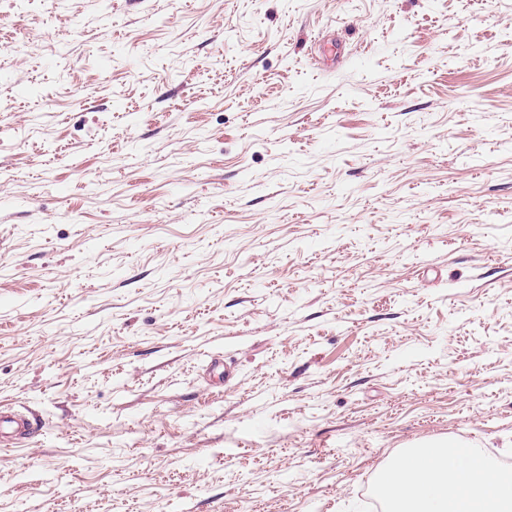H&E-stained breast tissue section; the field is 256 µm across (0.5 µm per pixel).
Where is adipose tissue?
<instances>
[{
  "mask_svg": "<svg viewBox=\"0 0 512 512\" xmlns=\"http://www.w3.org/2000/svg\"><path fill=\"white\" fill-rule=\"evenodd\" d=\"M387 512H512V477L481 449L427 442L397 457L377 478Z\"/></svg>",
  "mask_w": 512,
  "mask_h": 512,
  "instance_id": "1",
  "label": "adipose tissue"
}]
</instances>
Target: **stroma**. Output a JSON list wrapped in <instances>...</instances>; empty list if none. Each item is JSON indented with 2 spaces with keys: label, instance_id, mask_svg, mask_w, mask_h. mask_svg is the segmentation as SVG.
<instances>
[{
  "label": "stroma",
  "instance_id": "stroma-1",
  "mask_svg": "<svg viewBox=\"0 0 512 512\" xmlns=\"http://www.w3.org/2000/svg\"><path fill=\"white\" fill-rule=\"evenodd\" d=\"M0 405V512L512 463V0H0ZM0 429H8L11 432L9 437L24 438L35 431L34 424L23 416L14 414L9 408L0 407Z\"/></svg>",
  "mask_w": 512,
  "mask_h": 512
}]
</instances>
